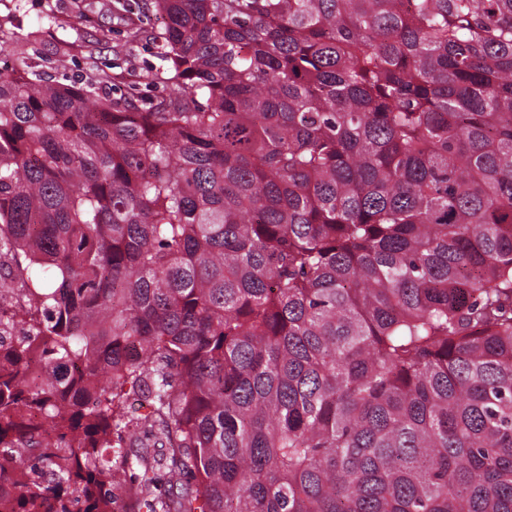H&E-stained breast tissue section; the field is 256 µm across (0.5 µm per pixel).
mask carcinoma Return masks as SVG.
I'll list each match as a JSON object with an SVG mask.
<instances>
[{
  "mask_svg": "<svg viewBox=\"0 0 512 512\" xmlns=\"http://www.w3.org/2000/svg\"><path fill=\"white\" fill-rule=\"evenodd\" d=\"M149 4L0 18V512H512V0ZM107 3L118 6L117 0H0V15L13 14V30L19 37L25 36L31 25L50 8L61 19L71 22L72 26L66 30L46 25L42 40L34 45L30 55L37 56L43 70L55 76L57 81L65 82L63 78L79 81L86 76L89 68L85 59V44L92 40L91 35L98 28L112 27V13L103 7ZM81 14L87 15L90 21H79L77 18ZM62 39L74 42L71 47L73 59L65 71L58 68L55 54ZM128 3L132 4L127 13L130 24L143 28L139 38L124 46L117 54L112 52L111 48L101 49V52L95 55V61L99 67L117 77L116 87L123 89L129 84H138L147 94H158L162 91V85L156 84L146 88L144 76L150 71H158L162 65L157 49L147 37L151 26L159 19L156 16L149 17L142 14L137 7L140 2L128 1Z\"/></svg>",
  "mask_w": 512,
  "mask_h": 512,
  "instance_id": "1",
  "label": "carcinoma"
}]
</instances>
